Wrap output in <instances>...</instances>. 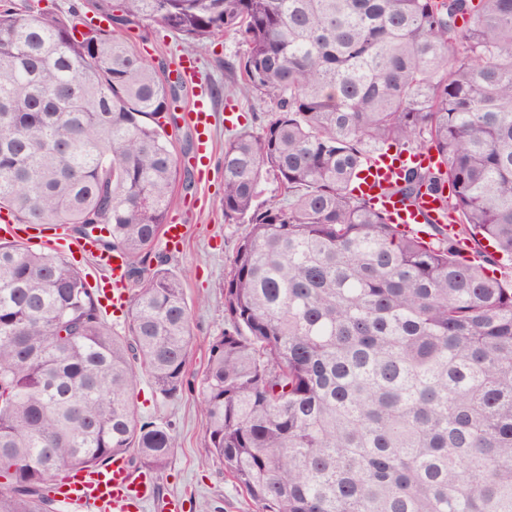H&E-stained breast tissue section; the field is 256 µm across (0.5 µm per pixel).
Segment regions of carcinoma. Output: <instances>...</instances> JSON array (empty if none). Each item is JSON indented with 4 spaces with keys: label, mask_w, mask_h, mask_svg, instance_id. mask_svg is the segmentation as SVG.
<instances>
[{
    "label": "carcinoma",
    "mask_w": 512,
    "mask_h": 512,
    "mask_svg": "<svg viewBox=\"0 0 512 512\" xmlns=\"http://www.w3.org/2000/svg\"><path fill=\"white\" fill-rule=\"evenodd\" d=\"M93 2L109 26L79 37L77 9L0 4V211L100 224L127 332L60 255L0 242V512H55L53 483L116 456L161 474L177 447L134 401L136 363L179 395L192 339L153 253L179 83L121 38L140 21L188 48L234 35V86L276 103L224 142V222L248 230L197 383L204 459L256 512H512V0ZM385 148L436 152L386 193L440 198L452 232L427 242L356 193Z\"/></svg>",
    "instance_id": "obj_1"
}]
</instances>
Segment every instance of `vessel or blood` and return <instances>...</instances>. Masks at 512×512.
Masks as SVG:
<instances>
[{
  "label": "vessel or blood",
  "mask_w": 512,
  "mask_h": 512,
  "mask_svg": "<svg viewBox=\"0 0 512 512\" xmlns=\"http://www.w3.org/2000/svg\"><path fill=\"white\" fill-rule=\"evenodd\" d=\"M187 120L197 132V164H205L213 150L211 125L213 114L206 95H194L186 109ZM435 158L429 153H392L377 156L363 173L362 192L374 198L387 211L393 223L401 230L412 232L425 224H442L446 216L440 202L432 197L424 198L419 206H410L399 197L384 195V188L400 176L408 167L433 165ZM80 251L94 255L98 266L110 274L109 281L97 283L107 307L121 310L128 305L125 284L126 259L117 251L98 250L94 240H83ZM155 487L154 475L146 470L132 471L124 458H114L112 463L95 473H80L62 479L53 493L63 512H144Z\"/></svg>",
  "instance_id": "obj_1"
}]
</instances>
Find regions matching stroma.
I'll return each instance as SVG.
<instances>
[{"instance_id":"stroma-1","label":"stroma","mask_w":512,"mask_h":512,"mask_svg":"<svg viewBox=\"0 0 512 512\" xmlns=\"http://www.w3.org/2000/svg\"><path fill=\"white\" fill-rule=\"evenodd\" d=\"M130 45L150 63L174 68L185 57L196 61L192 84L179 91L180 107H187L196 93L206 94L212 102L213 152L208 166H191L196 137L185 120L167 126L175 145L180 171L190 188L176 186L175 203L169 218L184 225L186 238L181 251L169 253L171 269L180 278L190 310L192 340L188 352L187 379L177 398L167 399L157 393L145 370H138L135 403L145 420L168 427L177 437L178 446L167 469L156 477V493L145 512H166L170 498L183 501V512H197L207 506L210 512H256L248 495L222 468L203 458L204 412L197 392V382L206 366L209 344L224 331V277L228 273L238 237L245 232L242 224L224 221V114L236 109L237 129L258 131L267 113L274 111V101L266 95L225 98L222 89L228 81L225 62L241 56L245 46L231 35H223L184 50L181 42L161 25L142 22L124 31Z\"/></svg>"}]
</instances>
